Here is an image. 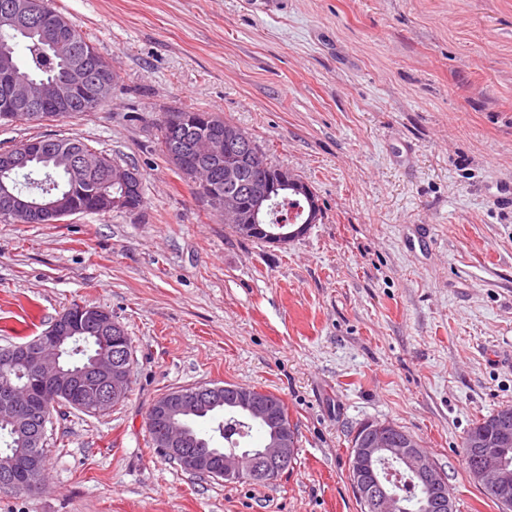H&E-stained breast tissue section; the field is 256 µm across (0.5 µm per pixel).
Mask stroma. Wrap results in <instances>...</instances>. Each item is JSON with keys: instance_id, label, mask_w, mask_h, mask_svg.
Wrapping results in <instances>:
<instances>
[{"instance_id": "35a3bbf8", "label": "stroma", "mask_w": 512, "mask_h": 512, "mask_svg": "<svg viewBox=\"0 0 512 512\" xmlns=\"http://www.w3.org/2000/svg\"><path fill=\"white\" fill-rule=\"evenodd\" d=\"M116 79L99 110L0 124V148L71 138L136 166L144 205L0 223V346L72 303L132 342L125 399L58 407L39 488L0 512H360L361 423L412 434L457 512H499L464 468L512 405V0H52ZM212 112L313 190L280 247L213 215L160 148L162 113ZM231 383L278 395L298 433L265 485L157 455L149 408Z\"/></svg>"}]
</instances>
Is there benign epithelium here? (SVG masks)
Returning a JSON list of instances; mask_svg holds the SVG:
<instances>
[{
	"mask_svg": "<svg viewBox=\"0 0 512 512\" xmlns=\"http://www.w3.org/2000/svg\"><path fill=\"white\" fill-rule=\"evenodd\" d=\"M0 22L10 26L16 33L34 35L44 45L58 50L63 35L64 22L51 24L44 18L41 0H12L5 6ZM64 74L53 84H39L15 75L13 59L7 48L0 46V75L3 81V114L0 118L13 122L29 119L49 104L68 103L83 92L85 73L94 69L101 80L100 93L111 92L108 78L114 72L111 61L96 53L76 59L63 55ZM239 142L244 150L241 155L244 165L251 168L254 178H263L265 161L261 151L241 132L223 134L212 129L196 136L195 148L206 160H217L223 149ZM45 145L24 143L12 150L0 153V170L8 173L23 168ZM58 161L69 163L79 171L92 172L99 166V154L83 148L58 149ZM242 165V166H244ZM242 166L224 164V186L228 191L215 199L224 223L236 227L244 237L262 235L267 242L286 245L301 236L310 225L318 222L320 212L314 192L298 175L289 172L283 181L295 191L303 194L309 203L308 217L303 224L289 225L283 221L277 225H264L261 216L266 208L267 197H248L243 189ZM112 183L124 189L140 185L137 170L116 162L112 165ZM3 208L0 216L16 224H32L38 219H57L69 215L60 203L50 196L22 194L11 187H0ZM79 327L61 315L56 325L34 340L8 347L0 351V364L13 371L21 366L26 369L27 382L21 386L9 376L0 379V421L9 422L15 428H26L33 418L46 410L50 401L68 400L75 408L90 414H99L118 404L125 396L131 380V359L123 345L109 346L93 356L89 362L68 366L64 354L77 333L85 328H94L119 339L122 327L112 319L108 311L83 306L78 313ZM229 391L236 408L267 422L270 436L267 443L254 453H224L220 460L221 471L226 482L265 480L275 477L288 467L295 453V444L288 424L276 418L271 406L259 398L255 389L247 386L200 385L170 394L156 404L155 416L160 421V453L170 460H179L194 472H209L214 467V456L195 450L197 439L186 433L179 416L180 408L190 403H203L224 391ZM42 437L32 433L29 448L23 456L0 459V487H14L11 476L22 467L33 468L41 459ZM469 447L475 449L478 465L474 469L477 482L488 492L509 497L512 491V471L503 466L501 449L512 448V428L497 422L488 438H474ZM353 466L359 470V495L365 497L375 512H403L398 496L388 492L382 482L376 481L370 464L380 457H388L402 464L410 474L421 478L432 490L426 509L429 512H449L451 505L442 497L446 480L434 459L404 432L386 424H369L364 429L352 450Z\"/></svg>",
	"mask_w": 512,
	"mask_h": 512,
	"instance_id": "1",
	"label": "benign epithelium"
}]
</instances>
